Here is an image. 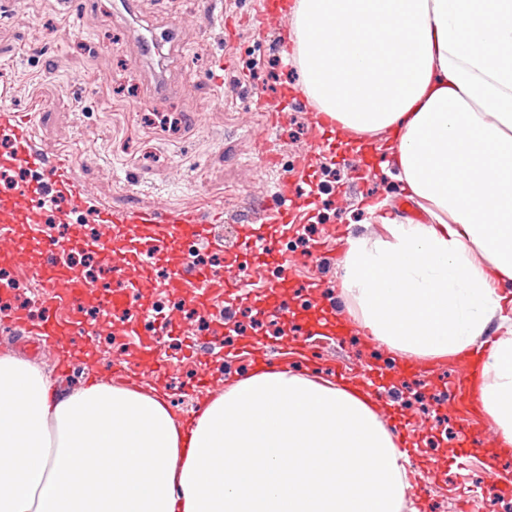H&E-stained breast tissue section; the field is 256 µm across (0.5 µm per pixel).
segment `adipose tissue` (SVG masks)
I'll use <instances>...</instances> for the list:
<instances>
[{
    "label": "adipose tissue",
    "instance_id": "obj_1",
    "mask_svg": "<svg viewBox=\"0 0 512 512\" xmlns=\"http://www.w3.org/2000/svg\"><path fill=\"white\" fill-rule=\"evenodd\" d=\"M304 94L369 133L376 173L427 224L384 216L339 263L344 313L418 359L464 358L497 323L480 402L512 452V0H294ZM0 512H404L409 454L353 387L271 365L191 419L165 391L0 356Z\"/></svg>",
    "mask_w": 512,
    "mask_h": 512
}]
</instances>
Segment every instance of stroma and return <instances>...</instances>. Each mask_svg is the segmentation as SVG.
Segmentation results:
<instances>
[{
	"label": "stroma",
	"mask_w": 512,
	"mask_h": 512,
	"mask_svg": "<svg viewBox=\"0 0 512 512\" xmlns=\"http://www.w3.org/2000/svg\"><path fill=\"white\" fill-rule=\"evenodd\" d=\"M113 0H0V83L10 102L33 113L34 144L46 159L71 155L73 178L88 186L97 202L122 213L165 203L208 215L220 209L224 221L210 225L207 239L191 254L166 251L152 267V287L139 296L146 307L130 333L103 328L92 336H66L64 347L79 355L67 372L55 355L31 354L27 336L10 325L18 308L41 313L49 291L34 267L46 235L61 223H94L92 211L48 208L46 223L19 228L15 241L30 250V262L13 265L26 278L23 288L0 289V354L27 360L55 379L60 391L87 379L113 386L166 389L173 411L195 412L203 397L223 393L228 380L250 371L244 348L262 351L267 362L325 370L343 365L349 378L390 373L396 354L365 346L360 327L338 317L339 262L349 234L380 237L379 215L367 206L383 202L384 212L402 220L428 223L417 205L399 208L404 193L392 181L376 179L360 156L341 157L331 142L313 139L317 110L303 94L300 71L283 60L291 48L293 18L280 24L259 21L263 0H136L141 25L167 26L178 18L175 52L166 61L172 94L164 103L144 105L153 70L144 66L139 46L112 14ZM224 56L223 85L209 77L211 62ZM266 137L273 161L265 163L256 142ZM300 181L296 224L276 228L279 251L294 266V313L271 322L257 308L270 280L259 270L250 285L226 298L199 306L184 299L166 280L185 257L232 274L226 253L237 244L236 227L251 215L275 209L279 187ZM158 310L185 329L161 337L156 354L167 360L166 375L156 374L140 349V337L156 334L150 311ZM218 342H211L215 328ZM136 367V377L115 375V366ZM462 361L419 360L404 384L385 387L383 399L408 419L418 453L412 462L414 489L409 498L423 512H512V495H502L501 466L488 483L450 462L457 448L456 422L448 414V383ZM204 378L205 396L192 393Z\"/></svg>",
	"instance_id": "35a3bbf8"
}]
</instances>
